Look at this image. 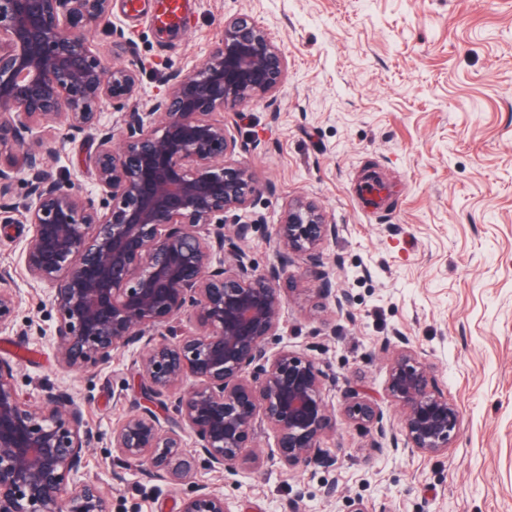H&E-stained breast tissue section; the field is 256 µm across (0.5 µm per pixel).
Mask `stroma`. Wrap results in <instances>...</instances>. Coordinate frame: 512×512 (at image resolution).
Masks as SVG:
<instances>
[{"instance_id": "35a3bbf8", "label": "stroma", "mask_w": 512, "mask_h": 512, "mask_svg": "<svg viewBox=\"0 0 512 512\" xmlns=\"http://www.w3.org/2000/svg\"><path fill=\"white\" fill-rule=\"evenodd\" d=\"M162 0H113L122 39H91L108 63L135 64L140 93L127 106L103 104L102 125L121 136L125 110L147 111L172 74H188L224 30L246 14L269 33L288 62L275 97L226 111L238 161L262 189L248 219H261L246 243L257 265L272 259L269 237L289 200L316 201L336 238L324 268L350 299L351 319L303 264L291 267L302 292L286 305L272 348L315 357L336 378L333 429L324 441L337 465L288 470L268 459L272 434L254 441L262 458L238 475L198 471L195 480L230 501L235 512H348L361 498L368 512H512V0H186L187 21L163 28ZM63 126H36L49 173L96 192L84 165L97 135L67 144ZM392 184L380 211L362 206L366 184ZM28 224H0V265L13 269L16 317L0 330V359L19 392L43 399L65 390L91 432L85 478L112 491V512H179L183 489L123 467L112 429L139 396L138 347L108 363L62 370L55 357L54 287L33 281L23 253ZM404 336L426 362L436 388L457 405L460 432L439 456L368 453L371 436L344 414L342 388L353 383L380 397L399 429L401 409L383 400ZM121 473L122 482L112 480ZM336 496L326 499L327 484Z\"/></svg>"}]
</instances>
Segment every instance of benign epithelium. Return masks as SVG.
<instances>
[{
	"mask_svg": "<svg viewBox=\"0 0 512 512\" xmlns=\"http://www.w3.org/2000/svg\"><path fill=\"white\" fill-rule=\"evenodd\" d=\"M112 25V0H0V223L29 224L25 269L57 285L55 350L61 368L104 364L140 348V401L112 429L118 457L149 480L187 487L180 512H234L224 496L195 481L201 468L235 476L254 436L268 430V455L289 469L329 470L328 393L336 380L312 356L274 351L282 313L298 292L288 273L303 260L319 293L349 315L347 294L322 269L338 225L314 202H288L261 268L245 248L259 223L241 222L257 193L254 172L234 159L237 142L215 114L275 93L287 60L246 14L224 22L210 52L175 75L147 112H127L122 142L101 124L105 101L137 96V70L106 66L90 35ZM62 124L68 134L98 131L86 161L99 192L83 193L46 170L43 145L23 133ZM33 208L5 203L18 173ZM16 295L0 289V329L15 320ZM194 326L180 329L183 319ZM386 398L402 408L398 439L368 394L343 392L344 412L385 444L439 455L460 429L457 406L432 384L427 367L396 337ZM191 443H186L185 433ZM90 431L61 391L24 400L13 367L0 360V512H112L109 494L81 480Z\"/></svg>",
	"mask_w": 512,
	"mask_h": 512,
	"instance_id": "1",
	"label": "benign epithelium"
}]
</instances>
